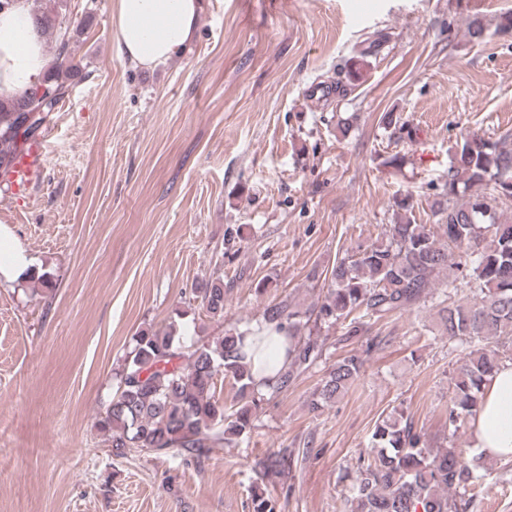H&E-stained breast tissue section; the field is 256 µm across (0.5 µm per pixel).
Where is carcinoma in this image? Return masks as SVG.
<instances>
[{"label":"carcinoma","mask_w":512,"mask_h":512,"mask_svg":"<svg viewBox=\"0 0 512 512\" xmlns=\"http://www.w3.org/2000/svg\"><path fill=\"white\" fill-rule=\"evenodd\" d=\"M35 19L45 40L55 41L43 83L59 97L37 107L31 132L21 129L29 114L28 96L0 101L1 176L24 143L43 135L51 114L69 95L78 68L59 12L41 6ZM503 177L512 179V148L478 134L462 138L442 192L431 204L436 224L411 223V204L403 198L382 241L357 246L326 270L327 289L320 300L301 308L285 298L263 309L262 321L288 336V364L266 385L273 395L322 360L323 332L339 325L347 341L397 313L437 299L444 304L445 334L462 355L446 410L448 434L441 439L426 435L402 409L381 417L371 434L370 452L349 476L348 512H473V490L490 476L484 457L465 458L452 438L476 417L485 387L500 365V350L512 348V224L503 220L512 198L499 195ZM228 292L224 279L217 277L195 287L192 298L220 320ZM248 333L234 328L213 340L199 336L188 342L174 321L138 331L96 422L112 455L176 451L201 463L213 449L237 445L254 427L263 396L246 361ZM362 367L356 353L336 361L310 399V413L321 412L343 395ZM220 378L236 388V403L230 407L215 397ZM293 462L294 451L286 447L256 459L253 470L263 478H285ZM251 504L252 512L283 509L260 490L252 493Z\"/></svg>","instance_id":"obj_1"}]
</instances>
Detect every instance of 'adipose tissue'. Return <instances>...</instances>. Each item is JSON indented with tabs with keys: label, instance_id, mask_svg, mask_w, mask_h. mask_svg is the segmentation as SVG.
Here are the masks:
<instances>
[{
	"label": "adipose tissue",
	"instance_id": "obj_1",
	"mask_svg": "<svg viewBox=\"0 0 512 512\" xmlns=\"http://www.w3.org/2000/svg\"><path fill=\"white\" fill-rule=\"evenodd\" d=\"M198 24L199 0H115L114 54L133 67L156 68L187 48ZM49 66L29 0H15L0 11V99L24 95ZM470 445L486 456H512V361H504L486 387Z\"/></svg>",
	"mask_w": 512,
	"mask_h": 512
}]
</instances>
